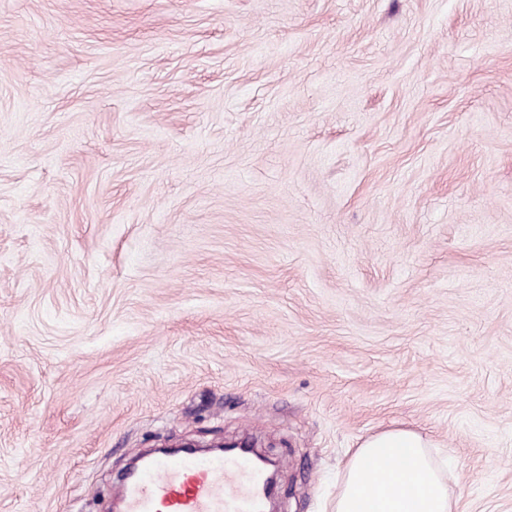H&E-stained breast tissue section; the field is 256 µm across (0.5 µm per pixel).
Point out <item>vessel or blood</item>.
Instances as JSON below:
<instances>
[{
    "mask_svg": "<svg viewBox=\"0 0 512 512\" xmlns=\"http://www.w3.org/2000/svg\"><path fill=\"white\" fill-rule=\"evenodd\" d=\"M260 483L246 456L159 454L126 473L114 496L120 512H257Z\"/></svg>",
    "mask_w": 512,
    "mask_h": 512,
    "instance_id": "b4317fda",
    "label": "vessel or blood"
}]
</instances>
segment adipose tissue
<instances>
[{
  "label": "adipose tissue",
  "mask_w": 512,
  "mask_h": 512,
  "mask_svg": "<svg viewBox=\"0 0 512 512\" xmlns=\"http://www.w3.org/2000/svg\"><path fill=\"white\" fill-rule=\"evenodd\" d=\"M421 434L388 430L351 449L331 512H458L443 465Z\"/></svg>",
  "instance_id": "adipose-tissue-1"
}]
</instances>
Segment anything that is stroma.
I'll return each mask as SVG.
<instances>
[{
  "mask_svg": "<svg viewBox=\"0 0 512 512\" xmlns=\"http://www.w3.org/2000/svg\"><path fill=\"white\" fill-rule=\"evenodd\" d=\"M392 429L512 512V0H0V512Z\"/></svg>",
  "mask_w": 512,
  "mask_h": 512,
  "instance_id": "1",
  "label": "stroma"
}]
</instances>
